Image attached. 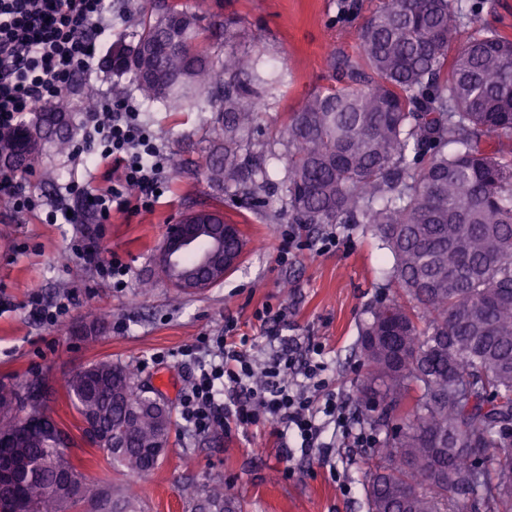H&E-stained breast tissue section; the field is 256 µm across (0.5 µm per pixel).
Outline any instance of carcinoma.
<instances>
[{
    "label": "carcinoma",
    "mask_w": 512,
    "mask_h": 512,
    "mask_svg": "<svg viewBox=\"0 0 512 512\" xmlns=\"http://www.w3.org/2000/svg\"><path fill=\"white\" fill-rule=\"evenodd\" d=\"M485 0H388L333 64L334 85L288 113L281 180L290 224H368L393 264L399 297L382 298L361 336L368 367L362 416L385 431L365 472L369 512H512V39L482 21ZM468 25L470 35L461 36ZM196 16L162 3L107 67L132 75L141 99L174 112L208 103L224 154L206 162L224 190L244 185L258 208L265 151L251 154L261 91L283 79L241 51L224 23V57L204 50ZM67 100L0 131V166L24 169L45 141L64 153ZM110 359L63 389L80 415L118 441L112 466L153 471L168 448L167 406ZM0 387V439L26 467L16 494L35 512H137V493L88 480L70 439L30 397ZM39 422L19 434L18 423ZM188 512H243L224 484L188 485Z\"/></svg>",
    "instance_id": "obj_1"
}]
</instances>
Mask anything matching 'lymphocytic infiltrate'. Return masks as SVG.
<instances>
[{
  "label": "lymphocytic infiltrate",
  "mask_w": 512,
  "mask_h": 512,
  "mask_svg": "<svg viewBox=\"0 0 512 512\" xmlns=\"http://www.w3.org/2000/svg\"><path fill=\"white\" fill-rule=\"evenodd\" d=\"M119 24L108 16L105 0H0V128L16 126L89 75L97 40ZM72 155L84 174L71 176L64 196L53 203H41L6 176L0 189L15 210L41 212L42 223H78L69 212L75 202L105 225L116 212L152 210L170 164L165 145L127 98H102L96 111L86 113ZM69 250L114 289L128 287L129 266L118 253L103 254L82 237L72 238ZM254 317L275 349L266 366H259L254 343L236 335L230 320L223 335L200 337L185 349L197 373L180 399L184 426L204 432L220 424L241 431L267 424L289 460L376 447L378 436L350 410L353 397L329 374L324 344H301L278 333L277 325L288 318L286 306H263Z\"/></svg>",
  "instance_id": "f902f5d3"
}]
</instances>
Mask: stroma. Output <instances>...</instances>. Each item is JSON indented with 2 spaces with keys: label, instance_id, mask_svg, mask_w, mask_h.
Returning a JSON list of instances; mask_svg holds the SVG:
<instances>
[{
  "label": "stroma",
  "instance_id": "obj_1",
  "mask_svg": "<svg viewBox=\"0 0 512 512\" xmlns=\"http://www.w3.org/2000/svg\"><path fill=\"white\" fill-rule=\"evenodd\" d=\"M203 23L237 21L247 46L260 49L286 74L267 98L254 141L278 139L289 112L311 91L328 86L335 52L355 51L361 24L386 0H176ZM109 8H125L121 31L98 42L96 56L105 59L112 43H133L141 21L150 15L152 0H107ZM135 95L130 75L98 68L89 80L71 86L69 134L78 138L86 96ZM144 120L165 143L172 170L164 195L154 211L135 215L113 213L105 234L96 224H45L36 212L0 207V385L19 386L39 377L54 388L47 404L50 416L72 438L70 454L88 478L105 485H121L127 478L112 469L105 453L82 442L81 420L61 391L65 378L100 359L128 364L139 372L138 384L150 396L178 414L180 397L194 374L181 352L197 337L224 331L233 319L239 333L250 336L260 359L271 351L254 318L265 304H286L288 322L283 333L299 341L323 342L331 368L342 389L359 394L367 367L360 354L362 326L378 299L392 297L386 273L392 258L374 232L362 224H339L335 250L318 253L308 244L325 227L298 230L306 250L288 265L278 263L280 231L288 218L281 212V193L274 190L266 204L252 209L242 199L224 204V215L239 225L247 245L238 266L222 281L201 291L183 292L158 276L154 256L166 229L180 212L212 207L220 191L208 179L202 163L221 142L217 115L207 105L189 112H170L159 104H142ZM75 164L68 155L46 145L39 164L19 172V180L43 200L56 201L61 185ZM81 235L104 252H117L132 268L131 288L115 291L97 282L68 251L72 237ZM47 301L70 298L67 317L56 325L33 320L27 309L30 293ZM96 311L105 318L94 341L74 334L84 315ZM129 328L119 333L116 322ZM372 451L339 448L330 462L298 460L286 475L280 443L270 428L206 433L175 424L171 442L158 467L138 479L143 512H185L181 490L190 481H222L239 498L245 512H367L365 471ZM338 476H331V469ZM352 484L342 493L339 478Z\"/></svg>",
  "mask_w": 512,
  "mask_h": 512
}]
</instances>
